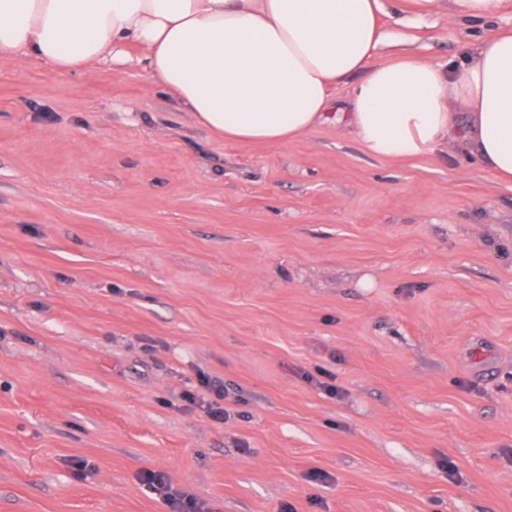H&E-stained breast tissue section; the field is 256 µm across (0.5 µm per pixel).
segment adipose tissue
<instances>
[{
    "mask_svg": "<svg viewBox=\"0 0 512 512\" xmlns=\"http://www.w3.org/2000/svg\"><path fill=\"white\" fill-rule=\"evenodd\" d=\"M504 0H402L423 17L483 18ZM381 0H0V54L61 69L141 49L152 77L205 129L287 143L332 122L371 156L420 157L462 133L482 165L512 180V30H494L461 69L401 55L370 67L387 35ZM350 108L330 112L350 75ZM466 123L457 126V113Z\"/></svg>",
    "mask_w": 512,
    "mask_h": 512,
    "instance_id": "adipose-tissue-1",
    "label": "adipose tissue"
}]
</instances>
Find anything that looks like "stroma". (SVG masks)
Returning a JSON list of instances; mask_svg holds the SVG:
<instances>
[{
    "label": "stroma",
    "instance_id": "1",
    "mask_svg": "<svg viewBox=\"0 0 512 512\" xmlns=\"http://www.w3.org/2000/svg\"><path fill=\"white\" fill-rule=\"evenodd\" d=\"M384 5L442 65L512 28ZM147 469L215 512H512V183L459 136L227 142L136 64L0 54V512H167Z\"/></svg>",
    "mask_w": 512,
    "mask_h": 512
}]
</instances>
